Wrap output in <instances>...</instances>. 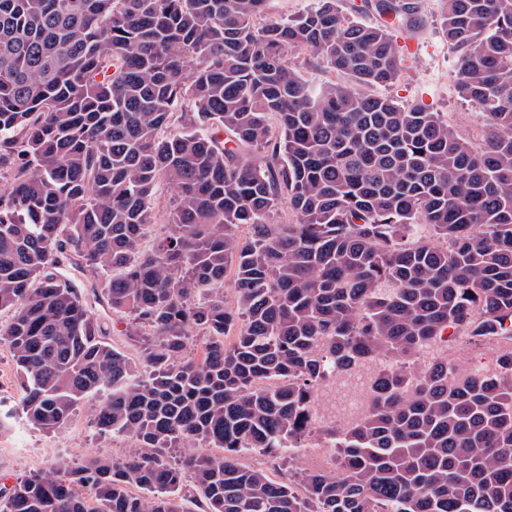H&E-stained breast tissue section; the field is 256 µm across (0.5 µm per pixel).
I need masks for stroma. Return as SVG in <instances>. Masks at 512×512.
<instances>
[{
  "mask_svg": "<svg viewBox=\"0 0 512 512\" xmlns=\"http://www.w3.org/2000/svg\"><path fill=\"white\" fill-rule=\"evenodd\" d=\"M421 22L412 33L415 50L404 63L400 77L387 85L365 87V94L388 97L404 105L420 104L448 119L473 142L484 135L475 107L460 97L455 84L456 53L442 29L441 0H419ZM62 279L81 286L88 304L105 323L115 344H122L121 325L106 301L95 296L92 281L72 264L59 268ZM21 388L15 365L6 344L0 343V474L10 478L28 475L49 467L60 456L81 460L89 455L124 459L133 442L122 436L99 434L93 424L92 409L80 404L68 427L47 432L33 426L21 410Z\"/></svg>",
  "mask_w": 512,
  "mask_h": 512,
  "instance_id": "stroma-1",
  "label": "stroma"
}]
</instances>
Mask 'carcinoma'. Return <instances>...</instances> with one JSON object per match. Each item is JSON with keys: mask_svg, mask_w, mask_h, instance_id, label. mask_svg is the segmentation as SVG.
I'll return each instance as SVG.
<instances>
[{"mask_svg": "<svg viewBox=\"0 0 512 512\" xmlns=\"http://www.w3.org/2000/svg\"><path fill=\"white\" fill-rule=\"evenodd\" d=\"M265 2L0 0V342L31 424L102 396L97 430L134 442L16 479L0 512H512V348L489 373L404 369L512 336V0H443L480 146L356 90L399 77L417 0H375L374 25ZM305 52L351 83L304 79ZM69 257L125 346L59 278ZM363 377L360 415L319 426L336 473L241 461L285 459L318 392ZM318 0H266L265 12L274 20L294 19L314 9Z\"/></svg>", "mask_w": 512, "mask_h": 512, "instance_id": "obj_1", "label": "carcinoma"}]
</instances>
